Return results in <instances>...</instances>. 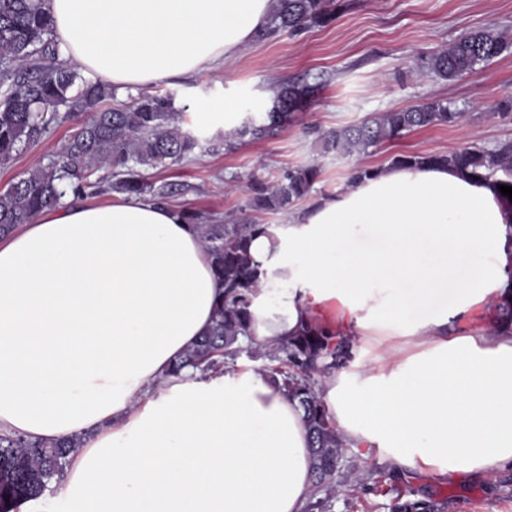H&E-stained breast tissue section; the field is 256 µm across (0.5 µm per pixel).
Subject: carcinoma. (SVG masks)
Masks as SVG:
<instances>
[{
    "instance_id": "cac0c4a2",
    "label": "carcinoma",
    "mask_w": 512,
    "mask_h": 512,
    "mask_svg": "<svg viewBox=\"0 0 512 512\" xmlns=\"http://www.w3.org/2000/svg\"><path fill=\"white\" fill-rule=\"evenodd\" d=\"M341 7L340 0H271L270 26L258 40L280 31L293 34L326 25ZM53 27L47 0H0V88L4 89L0 95V162L20 153L51 123L68 121L78 112L92 116L50 164L28 172L0 193V236L31 223L43 210L59 205L67 193L81 194L89 178L102 168L111 170L108 188L126 200L148 193L163 198L171 187L152 188L143 180L141 168L175 165L200 147V139L178 124L179 113L168 94L143 93L130 103L105 105L115 97V90L81 76L60 60V48L51 38ZM511 44L493 27L477 28L427 56L423 67L450 82L489 63ZM315 90L307 83H280L267 111L250 121L239 120L212 140L224 142L229 149L247 140L264 139L303 111ZM462 117L447 101L427 99L327 131L321 135L322 148L342 156L366 154L407 132L455 125ZM391 164L448 165L479 179L512 186L511 142L492 150L468 146L444 154L399 155ZM319 176L317 166L301 165L272 182H254L250 185L252 206L257 211L288 212L311 195ZM181 215L198 232L215 273L224 280L225 291L212 327L173 365L171 373L177 375L187 367L204 371L218 364L217 355L234 361L247 352L271 361L263 372L299 400L311 439L315 493L306 510L333 512L340 491L336 476L344 469L346 456L318 387L322 377L351 358V338L305 326L283 344L243 348L239 337L248 335L251 295L258 288L250 244L256 234H272V225L209 224L191 210ZM79 446L73 439L45 443L0 436V512H13L17 502L41 494L52 480L59 479ZM391 509L444 512L439 501L399 489Z\"/></svg>"
}]
</instances>
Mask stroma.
Listing matches in <instances>:
<instances>
[{"label": "stroma", "mask_w": 512, "mask_h": 512, "mask_svg": "<svg viewBox=\"0 0 512 512\" xmlns=\"http://www.w3.org/2000/svg\"><path fill=\"white\" fill-rule=\"evenodd\" d=\"M335 20L292 35L280 32L243 46L230 68L202 76L162 81L155 91L171 93L182 127L201 142L180 163L147 169L154 186L170 185L171 206L188 208L224 224L251 218L261 224L284 223L285 213L256 211L250 205L253 181L270 182L288 168L314 164L320 177L314 196L335 193L354 166L377 168L397 155L443 153L462 146L494 149L512 141V111L498 102L512 93V47L487 66L454 82L422 71L417 60L458 36L494 24L512 40V0H344ZM304 81L316 92L305 111L296 113L274 136L209 150L216 132L236 124L250 104L268 105L272 83ZM424 98L444 99L462 112L461 123L415 130L383 143L370 153L325 154L324 131L361 121L375 112L411 106ZM233 100L229 117L212 115L213 105ZM76 127L52 124L7 164L0 165V188L56 158ZM368 485L362 494L341 492L333 512H391L392 497L378 491L390 483L388 468L374 458H357ZM419 495L447 501L446 512H512V470L475 478L432 482L415 479Z\"/></svg>", "instance_id": "obj_1"}]
</instances>
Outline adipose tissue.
Listing matches in <instances>:
<instances>
[{"mask_svg":"<svg viewBox=\"0 0 512 512\" xmlns=\"http://www.w3.org/2000/svg\"><path fill=\"white\" fill-rule=\"evenodd\" d=\"M63 57L119 90L235 59L270 0H48ZM250 340L360 336L318 388L346 448L405 475L512 469V332L458 321L512 300V199L445 167L378 168L251 244ZM224 283L155 199L68 196L0 239V434L76 438L54 512H304L297 400L223 365L168 373Z\"/></svg>","mask_w":512,"mask_h":512,"instance_id":"1","label":"adipose tissue"}]
</instances>
